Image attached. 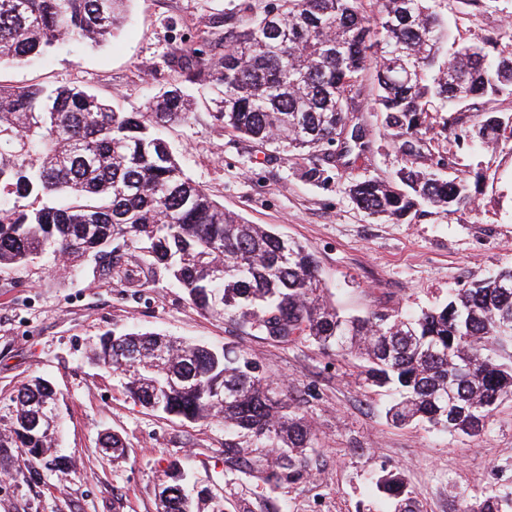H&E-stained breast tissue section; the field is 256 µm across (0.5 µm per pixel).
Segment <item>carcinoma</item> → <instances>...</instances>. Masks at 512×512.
<instances>
[{"label": "carcinoma", "instance_id": "1", "mask_svg": "<svg viewBox=\"0 0 512 512\" xmlns=\"http://www.w3.org/2000/svg\"><path fill=\"white\" fill-rule=\"evenodd\" d=\"M130 0H0V64H25L70 41L97 46L123 26ZM278 0L260 11L239 0L224 37L175 61L183 80L143 112H126L79 86L0 84V271L46 253L74 268L94 257L128 288L130 266L163 269L200 313L274 343L311 342L362 363L365 381L396 394L395 424L424 421L469 437L512 399V269L472 281L440 306L382 320L346 316L327 298L318 262L269 227L224 211L182 169L158 129L212 107L236 137L256 146L341 160L370 148L354 113L367 87L370 41L376 111L408 157L421 156L437 107L512 94V51L494 37L444 59L448 20L436 0ZM413 69L398 77L400 58ZM499 116L454 133L462 143L497 141ZM337 151H331V147ZM349 193L373 218L401 221L421 205L453 212L471 204L470 178L445 180L406 166L397 179L356 180ZM26 204H20V201ZM94 359L120 375L133 402L187 420L224 425V468L273 497L303 477L316 436L283 386L230 342L215 348L161 333H106ZM57 393L35 377L0 415V463L18 457L63 481L71 461L53 453ZM159 512H215L184 462L171 458ZM368 512H420L402 474L372 481ZM463 512H512V487L464 501Z\"/></svg>", "mask_w": 512, "mask_h": 512}]
</instances>
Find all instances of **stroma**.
I'll list each match as a JSON object with an SVG mask.
<instances>
[{
    "mask_svg": "<svg viewBox=\"0 0 512 512\" xmlns=\"http://www.w3.org/2000/svg\"><path fill=\"white\" fill-rule=\"evenodd\" d=\"M238 0H133L123 30L95 48L75 42L46 57L0 68L12 86H83L130 111L145 109L178 75L174 55L198 46L224 24ZM447 15L449 48L500 37L512 49V0H438ZM370 150L348 166L299 152L250 146L197 105L164 136L188 176L252 224L304 245L345 313L391 317L446 301L468 281L512 269V133L487 149L459 146L434 113L422 157L408 161L381 113L365 99L358 114ZM450 161L445 179L475 177L474 204L448 213L428 206L406 221L361 211L350 181L390 179L406 165ZM157 331L191 341H231L268 378L287 384L317 435L304 477L277 493L280 512H362L368 479L398 468L421 512H456V493H488L512 483V399L493 412L484 435L451 436L424 424L387 420L389 397L368 385L358 362L315 344H277L241 334L224 319L201 315L155 269L142 288L114 286L94 261L60 269L52 256L0 273V400L34 377L48 379L64 422L62 454L73 463L63 483L35 471H0V512H157L166 461L186 459L196 476L224 494V512H266L256 482L224 472V429L150 411L124 393L119 377L90 359L99 336ZM118 435L113 459L104 435Z\"/></svg>",
    "mask_w": 512,
    "mask_h": 512,
    "instance_id": "stroma-1",
    "label": "stroma"
}]
</instances>
